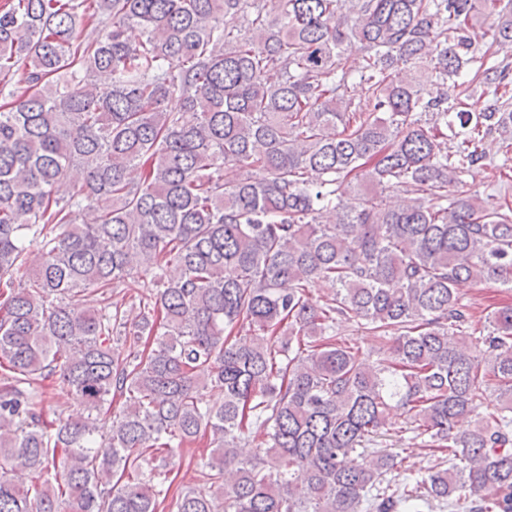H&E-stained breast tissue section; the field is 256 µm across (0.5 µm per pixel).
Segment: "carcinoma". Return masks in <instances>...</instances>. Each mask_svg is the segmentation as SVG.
<instances>
[{
	"label": "carcinoma",
	"mask_w": 512,
	"mask_h": 512,
	"mask_svg": "<svg viewBox=\"0 0 512 512\" xmlns=\"http://www.w3.org/2000/svg\"><path fill=\"white\" fill-rule=\"evenodd\" d=\"M0 97V512H159L206 434L177 512H512V305L457 295L512 289V202L464 189L512 161V0H0ZM395 408L424 475L366 455ZM464 180L466 182L465 189L476 192L482 198H485L487 194L491 193L492 178L490 169H474L469 175L464 176ZM457 292L464 304H475L476 311L487 314L504 306L512 305V290L498 283L483 282L473 284L463 282L457 285ZM339 329L340 332H342V335H344L351 344L358 347L363 354H370L373 359L377 358V354L375 352L380 345L376 336H372L366 332V330L357 328L355 325L351 324L342 326ZM39 398L37 401V412L41 413L43 419L47 422L54 421L58 416H82L87 412L81 406V410L76 414V398L74 392H62L58 376L53 375L45 378L37 384ZM209 436L191 445L190 450L184 452L182 457H173L167 464L170 470L169 480L174 479L168 500L165 502L166 510L160 512H176V500L181 490L193 487L197 483L198 470L201 463V454L204 458L209 454ZM173 495V498H172Z\"/></svg>",
	"instance_id": "obj_1"
}]
</instances>
